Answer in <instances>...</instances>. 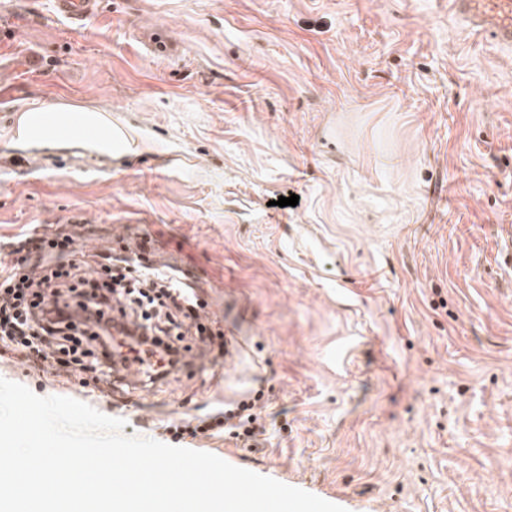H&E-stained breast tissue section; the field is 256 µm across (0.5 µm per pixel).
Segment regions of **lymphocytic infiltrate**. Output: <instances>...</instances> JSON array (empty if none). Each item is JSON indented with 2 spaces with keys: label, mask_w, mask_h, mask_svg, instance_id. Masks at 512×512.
Instances as JSON below:
<instances>
[{
  "label": "lymphocytic infiltrate",
  "mask_w": 512,
  "mask_h": 512,
  "mask_svg": "<svg viewBox=\"0 0 512 512\" xmlns=\"http://www.w3.org/2000/svg\"><path fill=\"white\" fill-rule=\"evenodd\" d=\"M151 243L143 238L131 257L106 251L82 263L68 226L21 235L10 262L0 261V342L34 365L52 361L75 373L144 361L153 383L179 369L183 336L213 330L199 321L193 287L176 270L145 262ZM260 428L243 403L176 433L195 438L222 429L246 441Z\"/></svg>",
  "instance_id": "obj_1"
}]
</instances>
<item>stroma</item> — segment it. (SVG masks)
<instances>
[{
  "label": "stroma",
  "instance_id": "35a3bbf8",
  "mask_svg": "<svg viewBox=\"0 0 512 512\" xmlns=\"http://www.w3.org/2000/svg\"><path fill=\"white\" fill-rule=\"evenodd\" d=\"M0 18V246L70 219L87 253L149 234L238 347L186 336L188 367L123 386L0 344V377L169 445L253 399L254 441L178 443L346 512H512V49L447 0H102L80 21L0 0ZM35 106L133 143L100 163L19 141L8 116Z\"/></svg>",
  "mask_w": 512,
  "mask_h": 512
}]
</instances>
